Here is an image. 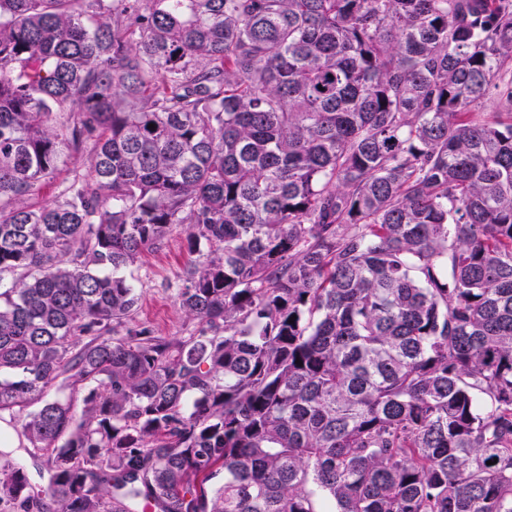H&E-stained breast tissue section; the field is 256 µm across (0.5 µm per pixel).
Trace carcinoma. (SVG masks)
<instances>
[{
  "label": "carcinoma",
  "instance_id": "1",
  "mask_svg": "<svg viewBox=\"0 0 512 512\" xmlns=\"http://www.w3.org/2000/svg\"><path fill=\"white\" fill-rule=\"evenodd\" d=\"M509 74L512 0H0V503L512 512ZM198 257L188 251L184 236L177 229L157 250L145 251L130 268L138 297L134 319L146 323L168 338L186 336L187 321L179 309L177 296L187 285V269ZM11 424L15 427V433ZM11 424L8 420L0 421V447L13 448L7 451H10L12 457L24 465L31 490L42 491L47 487L50 477L46 457L42 455V452L31 448L30 443L21 435L20 421L16 420ZM15 436L18 440V447Z\"/></svg>",
  "mask_w": 512,
  "mask_h": 512
}]
</instances>
